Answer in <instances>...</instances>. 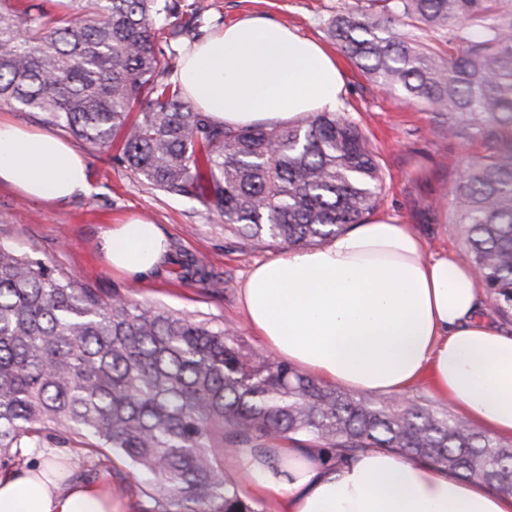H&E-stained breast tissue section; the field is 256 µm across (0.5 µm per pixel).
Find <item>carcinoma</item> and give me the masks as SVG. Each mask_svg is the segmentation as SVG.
Instances as JSON below:
<instances>
[{
	"mask_svg": "<svg viewBox=\"0 0 512 512\" xmlns=\"http://www.w3.org/2000/svg\"><path fill=\"white\" fill-rule=\"evenodd\" d=\"M215 8L194 0H0V104L41 112L92 147L123 134L117 160L153 188L207 198L245 243L305 248L373 213L382 167L360 127L315 112L283 127L214 123L170 80L179 42ZM329 38L374 82L435 114L482 152L457 172L448 221L468 263L512 319V0H355ZM145 104L128 123L135 103ZM182 276L220 282L191 259ZM143 477L147 512H259L224 470L237 448H383L512 495V447L454 413L367 400L246 347L237 331L79 283L0 243V464L60 433Z\"/></svg>",
	"mask_w": 512,
	"mask_h": 512,
	"instance_id": "obj_1",
	"label": "carcinoma"
}]
</instances>
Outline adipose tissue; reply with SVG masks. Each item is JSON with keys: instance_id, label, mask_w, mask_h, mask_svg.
Listing matches in <instances>:
<instances>
[{"instance_id": "obj_1", "label": "adipose tissue", "mask_w": 512, "mask_h": 512, "mask_svg": "<svg viewBox=\"0 0 512 512\" xmlns=\"http://www.w3.org/2000/svg\"><path fill=\"white\" fill-rule=\"evenodd\" d=\"M178 86L212 121L247 128L336 110L346 78L316 41L245 16L185 53ZM0 184L57 204L90 190L86 159L69 142L2 120ZM101 250L112 271L146 276L167 242L135 217L112 225ZM481 288L454 254L427 255L415 226L378 214L321 246L255 263L241 305L264 347L325 383L397 399L428 375L472 425L512 436V334L484 317ZM234 462L270 512H512V496L482 480L380 448L348 463L318 448H241ZM0 512L132 509L107 485L67 482L52 463L0 470Z\"/></svg>"}]
</instances>
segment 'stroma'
Returning <instances> with one entry per match:
<instances>
[{
	"label": "stroma",
	"instance_id": "35a3bbf8",
	"mask_svg": "<svg viewBox=\"0 0 512 512\" xmlns=\"http://www.w3.org/2000/svg\"><path fill=\"white\" fill-rule=\"evenodd\" d=\"M353 0H216L199 36L247 14H263L312 38L328 51L326 19ZM347 89L339 109L369 138L384 173L378 212L399 217L423 234L429 253L463 256L465 243L457 225L448 221V185L471 154L469 145L437 132L433 112L404 99L400 92L373 83L347 58H340ZM121 139L98 149L80 151L89 165L92 191L56 205L22 198L0 185V242L42 259L46 264L98 288L104 296L120 293L139 303H156L190 317L234 328L253 350L263 345L242 312L241 288L255 262L280 254L277 246L246 245L228 236L224 220L205 199L171 195L152 188L142 177L116 162ZM130 216L158 224L169 240L165 264L137 280L112 274L98 251L100 234ZM191 258L219 273L223 290L181 279L178 260ZM69 477L90 481L107 477L124 486L125 497L142 498L141 484L121 462L94 465L89 457L66 449Z\"/></svg>",
	"mask_w": 512,
	"mask_h": 512
}]
</instances>
